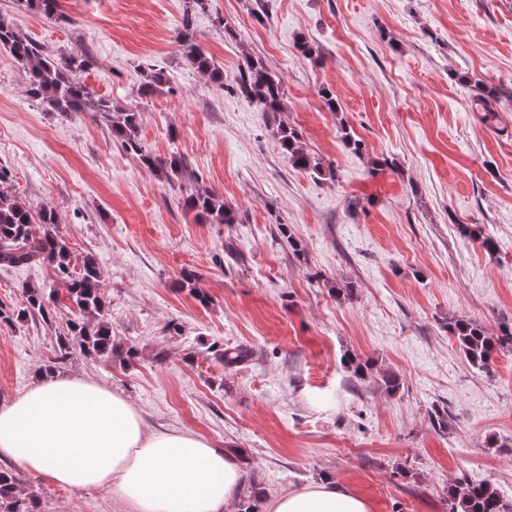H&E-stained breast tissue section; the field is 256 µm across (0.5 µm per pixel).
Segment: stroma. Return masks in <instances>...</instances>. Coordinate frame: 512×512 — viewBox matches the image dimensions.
<instances>
[{
  "label": "stroma",
  "instance_id": "stroma-1",
  "mask_svg": "<svg viewBox=\"0 0 512 512\" xmlns=\"http://www.w3.org/2000/svg\"><path fill=\"white\" fill-rule=\"evenodd\" d=\"M53 22L0 0L50 54L83 47L94 98L142 112L139 137L189 168L167 182L113 141L95 112L61 114L24 92L0 52V188L55 207L74 266L96 259L112 335L133 356L58 360L53 323H0V404L41 366L104 383L155 432L190 430L249 457L259 512L273 497L333 479L370 512H448L457 480L512 500V350L472 368L448 333L466 317L497 332L512 322V0H209L198 43L224 69L217 86L190 69L176 35L186 0H60ZM232 26L216 27V18ZM320 54L313 64L297 40ZM284 80L304 147L338 170L313 180L280 149L268 115L228 92L246 56ZM172 90L142 96L148 68ZM502 91L493 121L474 112L475 83ZM341 107H322L321 88ZM347 124L361 140H340ZM388 157L396 169L375 167ZM221 193L236 224H205L184 206ZM471 224L494 252L459 235ZM299 250H292L290 240ZM194 269L195 289L180 287ZM55 284L48 264L0 267V305L25 284ZM351 289L336 298L331 286ZM239 346L236 366L215 351ZM373 361L359 380L345 352ZM402 387L387 395L383 372ZM448 414L446 428L430 421ZM39 512H117L104 489L75 491L22 473Z\"/></svg>",
  "mask_w": 512,
  "mask_h": 512
}]
</instances>
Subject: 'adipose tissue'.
Returning <instances> with one entry per match:
<instances>
[{"label": "adipose tissue", "mask_w": 512, "mask_h": 512, "mask_svg": "<svg viewBox=\"0 0 512 512\" xmlns=\"http://www.w3.org/2000/svg\"><path fill=\"white\" fill-rule=\"evenodd\" d=\"M61 487L105 489L126 512H235L243 473L190 431L158 434L111 388L79 375L40 376L0 405V459ZM267 512H370L327 479L280 494Z\"/></svg>", "instance_id": "obj_1"}]
</instances>
